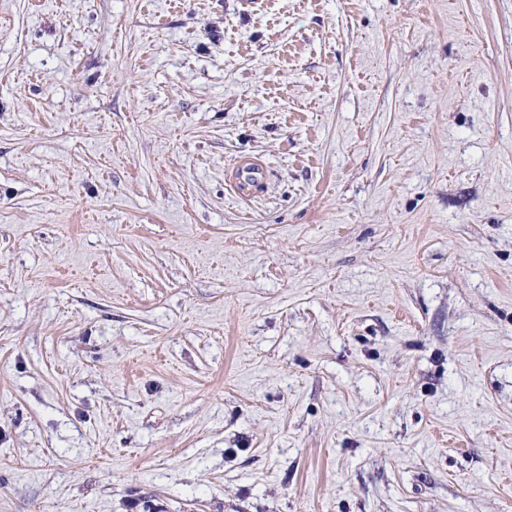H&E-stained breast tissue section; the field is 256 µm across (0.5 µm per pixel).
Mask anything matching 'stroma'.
Here are the masks:
<instances>
[{
    "label": "stroma",
    "instance_id": "35a3bbf8",
    "mask_svg": "<svg viewBox=\"0 0 512 512\" xmlns=\"http://www.w3.org/2000/svg\"><path fill=\"white\" fill-rule=\"evenodd\" d=\"M0 512H512V0H0ZM226 178L236 195L250 198L256 195L263 185L265 166L258 159L242 157L228 168Z\"/></svg>",
    "mask_w": 512,
    "mask_h": 512
}]
</instances>
